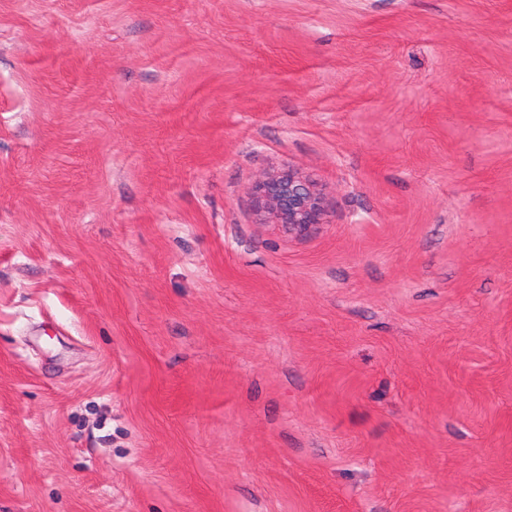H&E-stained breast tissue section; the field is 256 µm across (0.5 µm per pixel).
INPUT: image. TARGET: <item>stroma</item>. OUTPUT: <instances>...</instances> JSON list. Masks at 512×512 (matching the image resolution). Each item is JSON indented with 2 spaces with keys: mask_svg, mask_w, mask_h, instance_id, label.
Wrapping results in <instances>:
<instances>
[{
  "mask_svg": "<svg viewBox=\"0 0 512 512\" xmlns=\"http://www.w3.org/2000/svg\"><path fill=\"white\" fill-rule=\"evenodd\" d=\"M0 512H512V0H0ZM255 212L291 238H305L328 224L324 189L290 166L265 172L251 188Z\"/></svg>",
  "mask_w": 512,
  "mask_h": 512,
  "instance_id": "1",
  "label": "stroma"
}]
</instances>
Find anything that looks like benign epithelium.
<instances>
[{"label": "benign epithelium", "instance_id": "obj_1", "mask_svg": "<svg viewBox=\"0 0 512 512\" xmlns=\"http://www.w3.org/2000/svg\"><path fill=\"white\" fill-rule=\"evenodd\" d=\"M258 219L291 238H305L329 223L324 189L291 167L264 173L251 188Z\"/></svg>", "mask_w": 512, "mask_h": 512}]
</instances>
